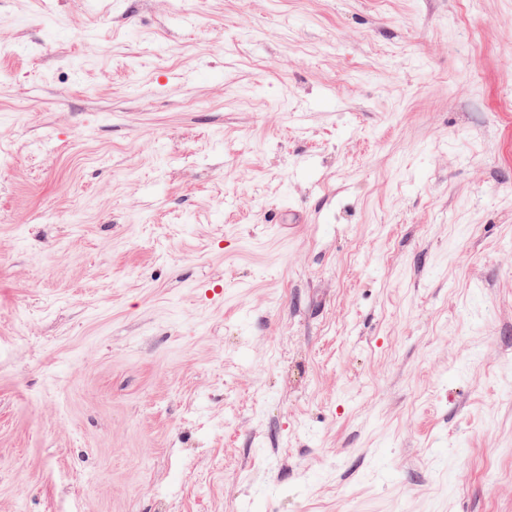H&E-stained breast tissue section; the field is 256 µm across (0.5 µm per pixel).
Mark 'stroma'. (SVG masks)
Masks as SVG:
<instances>
[{
    "label": "stroma",
    "instance_id": "obj_1",
    "mask_svg": "<svg viewBox=\"0 0 512 512\" xmlns=\"http://www.w3.org/2000/svg\"><path fill=\"white\" fill-rule=\"evenodd\" d=\"M507 30L0 0V512H512Z\"/></svg>",
    "mask_w": 512,
    "mask_h": 512
}]
</instances>
